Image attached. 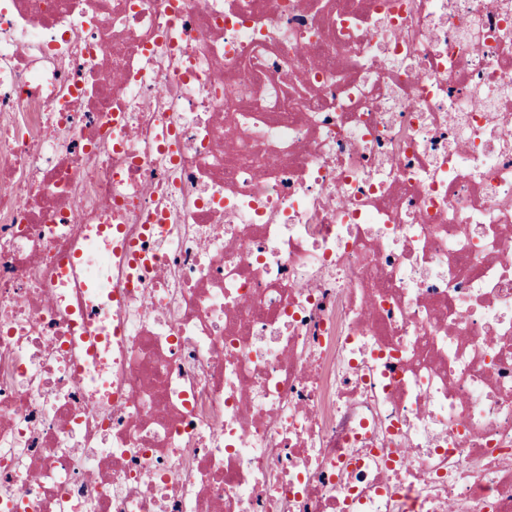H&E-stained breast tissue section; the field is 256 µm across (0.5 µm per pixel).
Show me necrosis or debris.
<instances>
[{"label": "necrosis or debris", "instance_id": "4bbe7bcc", "mask_svg": "<svg viewBox=\"0 0 512 512\" xmlns=\"http://www.w3.org/2000/svg\"><path fill=\"white\" fill-rule=\"evenodd\" d=\"M0 512H512V0H0Z\"/></svg>", "mask_w": 512, "mask_h": 512}]
</instances>
